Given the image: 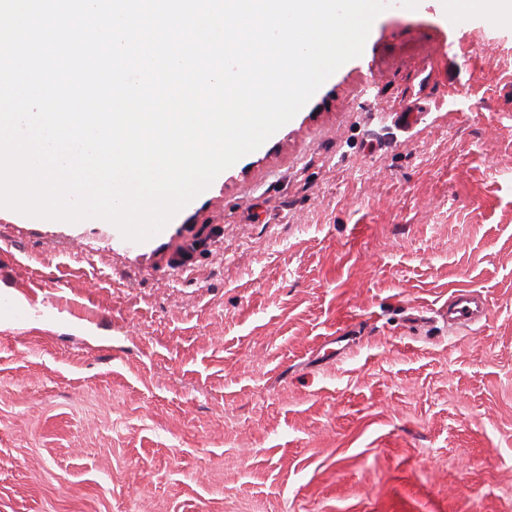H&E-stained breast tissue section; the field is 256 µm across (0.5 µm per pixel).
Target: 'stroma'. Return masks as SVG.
Instances as JSON below:
<instances>
[{"label": "stroma", "instance_id": "stroma-1", "mask_svg": "<svg viewBox=\"0 0 512 512\" xmlns=\"http://www.w3.org/2000/svg\"><path fill=\"white\" fill-rule=\"evenodd\" d=\"M449 2L145 242L0 217V512H512V27ZM483 313V307L479 306L478 301L472 292L462 290L453 297L448 308V320L457 328L469 327Z\"/></svg>", "mask_w": 512, "mask_h": 512}]
</instances>
